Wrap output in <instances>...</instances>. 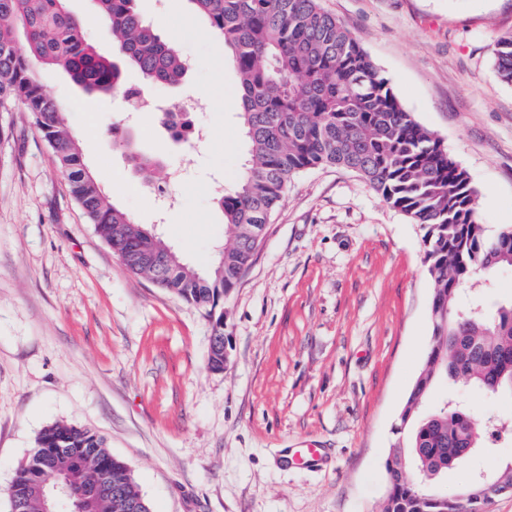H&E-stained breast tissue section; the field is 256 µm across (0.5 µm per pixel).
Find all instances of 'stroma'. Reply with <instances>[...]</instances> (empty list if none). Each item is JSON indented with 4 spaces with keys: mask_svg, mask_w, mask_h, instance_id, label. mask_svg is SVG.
<instances>
[{
    "mask_svg": "<svg viewBox=\"0 0 512 512\" xmlns=\"http://www.w3.org/2000/svg\"><path fill=\"white\" fill-rule=\"evenodd\" d=\"M190 64L182 85L124 86L173 103L193 97L202 143L174 142L157 114L84 91L37 67L63 106L113 203L182 258L207 269L231 229L216 187H237L248 146L239 76L190 0H136ZM99 54L118 56L92 0H67ZM441 139L476 188L482 224L512 228V86L497 40L512 0H322ZM0 512L38 434L66 423L104 436L151 512H379L384 462L432 334L435 284L423 232L356 173L305 171L267 224L237 287L206 312L131 273L89 224L48 144L19 105L0 112ZM179 169L177 203L154 204L112 128ZM228 362L209 366L215 317ZM476 418L512 425V391L467 392ZM316 441L325 459L292 463ZM512 461V437L449 470L455 492L474 468ZM494 57L499 80L512 86V33L498 39L494 48Z\"/></svg>",
    "mask_w": 512,
    "mask_h": 512,
    "instance_id": "35a3bbf8",
    "label": "stroma"
}]
</instances>
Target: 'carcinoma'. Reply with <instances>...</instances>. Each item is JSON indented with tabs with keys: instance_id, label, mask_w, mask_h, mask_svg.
Listing matches in <instances>:
<instances>
[{
	"instance_id": "cac0c4a2",
	"label": "carcinoma",
	"mask_w": 512,
	"mask_h": 512,
	"mask_svg": "<svg viewBox=\"0 0 512 512\" xmlns=\"http://www.w3.org/2000/svg\"><path fill=\"white\" fill-rule=\"evenodd\" d=\"M123 60L148 85H177L186 63L137 10L136 0H93ZM224 44L239 74V117L248 145L244 173L217 205L233 235L210 270L185 264L156 234L111 203L87 166L62 105L46 92L35 66H58L88 91L109 93L121 70L97 54L66 0H0V108L19 102L53 150L69 190L96 232L135 275H145L139 246L160 252L175 273L159 268L157 286L182 300L213 309L236 287L256 254L266 224L301 172L336 166L357 173L393 209L423 231V263L435 282L432 334L424 365L399 413L397 437L385 460L388 490L381 512H444L456 500L463 512H488L495 490L471 496L475 482L452 494L437 486L460 450L487 439L457 395L422 412L437 380L462 378L495 393L512 383V302L491 310L460 305L479 271L512 268V229L488 236L467 172L434 133L419 124L394 94L389 79L359 41L319 0H190ZM499 80L512 86V33L494 48ZM118 145L140 177L162 185L165 167L142 153L130 132ZM105 468L118 494L83 512H150L122 461L97 433L55 423L37 436L7 492L24 512H43L40 494L66 479L76 486Z\"/></svg>"
}]
</instances>
